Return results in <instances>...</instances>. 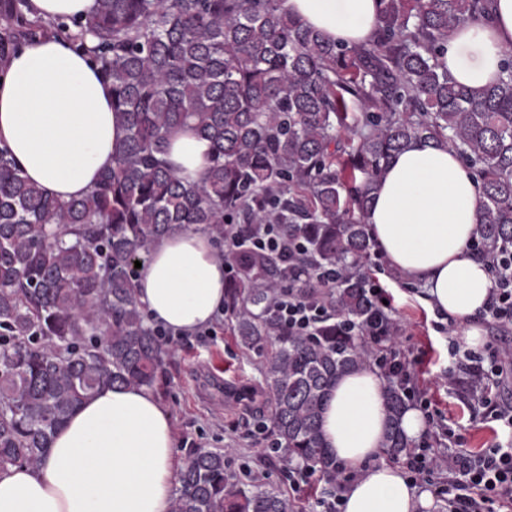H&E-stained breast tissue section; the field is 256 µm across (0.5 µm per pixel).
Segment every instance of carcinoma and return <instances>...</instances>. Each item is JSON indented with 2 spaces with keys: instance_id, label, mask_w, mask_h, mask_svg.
Wrapping results in <instances>:
<instances>
[{
  "instance_id": "carcinoma-1",
  "label": "carcinoma",
  "mask_w": 512,
  "mask_h": 512,
  "mask_svg": "<svg viewBox=\"0 0 512 512\" xmlns=\"http://www.w3.org/2000/svg\"><path fill=\"white\" fill-rule=\"evenodd\" d=\"M280 0H96L86 18L46 21L29 0H0V60L24 42L63 36L112 85L125 131L81 199L49 198L0 149V472L39 467L53 434L102 390L159 392L170 349L147 323L131 269L162 236L194 228L218 240L224 316L247 347L271 346L263 368L276 446L336 476L320 422L337 378L370 361L339 322L311 336L268 315L288 285L306 296L318 268L342 275L337 315L362 325L376 311L363 267L374 245L370 193L409 141L455 150L481 187L478 242L512 246V53L505 76L474 91L440 63L448 37L492 0H380L371 43L327 40ZM189 125L210 143L195 183L163 159ZM261 224H280L304 254L285 262L252 249ZM386 453L411 448L407 407L388 385ZM171 512H292L282 494L241 490L224 452L191 446Z\"/></svg>"
}]
</instances>
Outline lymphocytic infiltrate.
<instances>
[{"label":"lymphocytic infiltrate","mask_w":512,"mask_h":512,"mask_svg":"<svg viewBox=\"0 0 512 512\" xmlns=\"http://www.w3.org/2000/svg\"><path fill=\"white\" fill-rule=\"evenodd\" d=\"M493 277V287L481 313L505 337L491 358L452 344L449 354L454 369L464 375L472 395L479 397L486 417L500 423L504 439L478 452H441L429 447L411 448L405 457L409 473L419 477L435 469L448 474V512H492L502 508L512 512V401L492 393V386H505L506 371L512 370V248L484 254ZM377 305L372 324L360 326L344 322V329L362 337L371 346L373 360L382 374L393 381L406 397L419 395L415 367L418 359L396 346L403 326L392 314L378 279H370ZM275 322L289 333L313 334L318 325L333 319L335 312L326 298H302L293 288H284L269 309Z\"/></svg>","instance_id":"1"}]
</instances>
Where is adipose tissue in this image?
<instances>
[{"label":"adipose tissue","mask_w":512,"mask_h":512,"mask_svg":"<svg viewBox=\"0 0 512 512\" xmlns=\"http://www.w3.org/2000/svg\"><path fill=\"white\" fill-rule=\"evenodd\" d=\"M379 7V0H281L284 12L351 46L371 42ZM511 52L512 0H493L488 18L449 38L441 63L455 81L479 90L502 78ZM123 137L110 83L69 40H38L0 63V148L45 195H87L111 168ZM209 152L208 141L185 127L171 136L166 160L184 181L195 182ZM479 212L471 168L447 147L414 140L392 159L366 216L377 251L425 286L432 309L465 325L471 348L482 343L474 319L492 288L485 262L470 247ZM135 287L151 321L180 334L209 325L224 305L216 243L193 229L162 237ZM385 384L364 363L337 380L326 403L325 446L355 475L342 495L343 510L432 512V494L382 460ZM181 466L170 411L146 389H108L70 415L41 466L0 472V512H169Z\"/></svg>","instance_id":"ef3b65f1"}]
</instances>
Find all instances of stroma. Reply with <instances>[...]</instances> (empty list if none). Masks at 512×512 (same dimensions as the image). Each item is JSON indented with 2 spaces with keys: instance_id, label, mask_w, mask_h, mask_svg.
I'll return each instance as SVG.
<instances>
[{
  "instance_id": "1",
  "label": "stroma",
  "mask_w": 512,
  "mask_h": 512,
  "mask_svg": "<svg viewBox=\"0 0 512 512\" xmlns=\"http://www.w3.org/2000/svg\"><path fill=\"white\" fill-rule=\"evenodd\" d=\"M393 299L406 328L403 347L418 356L417 382L434 413L449 430L463 437L462 447L478 451L496 439L498 423L486 419L464 380L449 382L448 338L438 333L435 314L425 304L421 283L391 273L379 253L366 267ZM173 354L164 365L161 402L170 410L179 448L191 445L221 449L229 474L245 490H282L293 512H306L307 487L292 485L281 465L268 459L269 440L257 429L270 421L261 396L264 353L241 345L230 324L216 326L207 345L172 342Z\"/></svg>"
}]
</instances>
